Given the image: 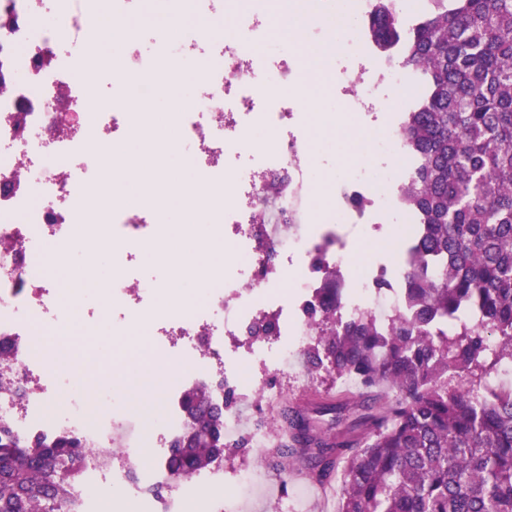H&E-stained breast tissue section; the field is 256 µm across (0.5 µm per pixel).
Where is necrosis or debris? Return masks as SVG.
I'll use <instances>...</instances> for the list:
<instances>
[{
  "label": "necrosis or debris",
  "mask_w": 512,
  "mask_h": 512,
  "mask_svg": "<svg viewBox=\"0 0 512 512\" xmlns=\"http://www.w3.org/2000/svg\"><path fill=\"white\" fill-rule=\"evenodd\" d=\"M166 2L173 22L160 37L165 64L143 58L128 39L110 64L81 58V67L93 69L100 83L112 87L111 109L94 110L66 47L89 33L101 0H0V74L5 77L0 90V344L11 349L8 363L0 364V424L22 437L67 432L88 448L65 512H99L103 495L111 492L138 503L140 512H183L202 485L215 494L214 512H224L220 464L196 473L166 497L154 493L165 477L171 444L185 426L183 394L202 378L223 379L225 390L237 396L236 403L224 406V432L230 436L243 422L242 405L278 400L266 375L287 373L314 338L303 316L318 288L308 273L313 256H322L348 283L342 318L369 314L386 322L404 311L398 289L376 288L379 264L351 280L343 232L345 225L382 218L399 224L402 237L411 236L413 218L395 194L365 193L369 181L398 182L406 168L398 129L378 137V168L337 181L330 219L309 221L315 154L298 133L296 107L259 91L263 85L292 83L297 54L274 47L256 55V42L270 38L267 18L258 9H240L232 44L218 34L207 45L179 18L187 12L220 17L224 0ZM369 4L355 0L336 29L345 52L339 80L359 102L373 101L379 86L413 84L401 66L368 73L361 21ZM186 60L198 65V85L184 110L170 113L171 133L165 136L157 113L131 111L129 100H146L161 81H178ZM65 111L79 113V124L63 121ZM130 139L139 142L140 154L122 156L112 166L102 159V152ZM186 146L195 171L190 179L175 162ZM246 153L252 166L231 170L230 160ZM114 166L139 175L136 197L114 188ZM170 195L182 196L189 210L199 211L206 234H222L231 243L233 268H211L203 241L195 246L193 267L177 260V248L163 231V200ZM50 244L76 248L89 263L102 250L110 252L111 278L79 300L89 324L111 319L117 336L148 326L155 349L191 364L190 372L172 379L164 412L148 437L136 432V416L126 407L89 416L82 396L32 353V337L67 326V311L57 304L61 284L45 264L44 248ZM148 245L160 249L156 259L163 276L137 274ZM198 278L206 283L201 304L186 310L157 307L159 297L176 295ZM263 319L273 320V334L249 336V326ZM145 442L157 450L155 464L139 459ZM106 449L111 456L104 465L99 456Z\"/></svg>",
  "instance_id": "obj_1"
}]
</instances>
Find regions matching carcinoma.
<instances>
[{"label": "carcinoma", "instance_id": "cac0c4a2", "mask_svg": "<svg viewBox=\"0 0 512 512\" xmlns=\"http://www.w3.org/2000/svg\"><path fill=\"white\" fill-rule=\"evenodd\" d=\"M362 34L426 89L398 125L413 158L398 203L416 224L399 249L405 313L339 319L341 284L324 270L306 361L362 392L316 409L352 418L336 433L288 412L299 449L282 454L320 482L342 469L336 512H512V390L488 382L512 361V0H426L411 16L375 0ZM212 393L183 396L197 433L171 446L176 480L228 446ZM85 454L75 436L1 426L0 512H63Z\"/></svg>", "mask_w": 512, "mask_h": 512}]
</instances>
